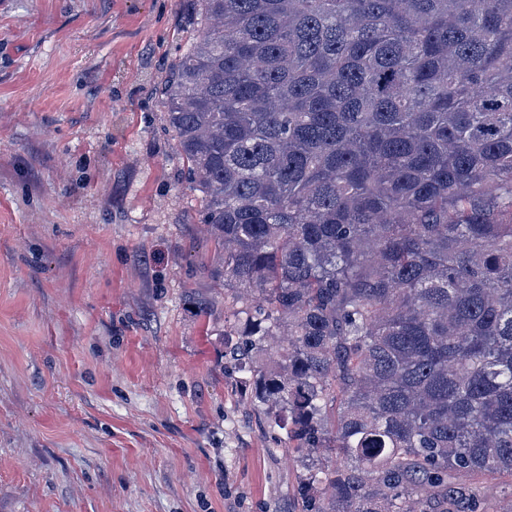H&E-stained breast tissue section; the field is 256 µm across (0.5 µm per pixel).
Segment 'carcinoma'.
<instances>
[{"instance_id": "1", "label": "carcinoma", "mask_w": 512, "mask_h": 512, "mask_svg": "<svg viewBox=\"0 0 512 512\" xmlns=\"http://www.w3.org/2000/svg\"><path fill=\"white\" fill-rule=\"evenodd\" d=\"M163 107L301 512H506L512 0H197Z\"/></svg>"}]
</instances>
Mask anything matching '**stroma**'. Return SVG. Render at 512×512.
I'll list each match as a JSON object with an SVG mask.
<instances>
[{
	"instance_id": "1",
	"label": "stroma",
	"mask_w": 512,
	"mask_h": 512,
	"mask_svg": "<svg viewBox=\"0 0 512 512\" xmlns=\"http://www.w3.org/2000/svg\"><path fill=\"white\" fill-rule=\"evenodd\" d=\"M192 0L0 8V512H300L162 88Z\"/></svg>"
}]
</instances>
